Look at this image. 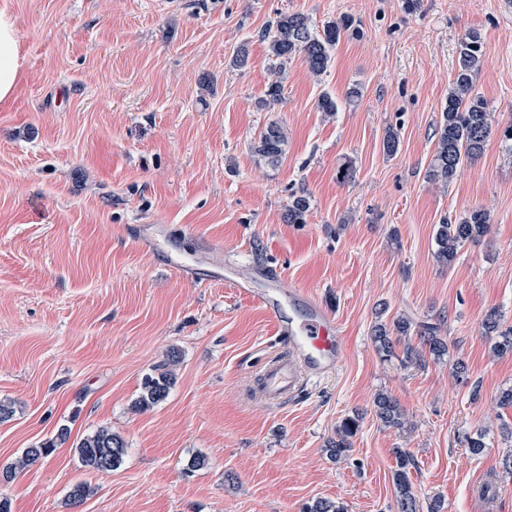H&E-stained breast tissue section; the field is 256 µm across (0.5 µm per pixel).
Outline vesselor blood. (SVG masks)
<instances>
[{
  "instance_id": "1",
  "label": "vessel or blood",
  "mask_w": 512,
  "mask_h": 512,
  "mask_svg": "<svg viewBox=\"0 0 512 512\" xmlns=\"http://www.w3.org/2000/svg\"><path fill=\"white\" fill-rule=\"evenodd\" d=\"M233 286L270 318L284 349L255 373L261 399L271 404L294 399L308 382L325 378L345 362L349 345L344 330L307 289L289 285L278 272L263 292L247 281Z\"/></svg>"
}]
</instances>
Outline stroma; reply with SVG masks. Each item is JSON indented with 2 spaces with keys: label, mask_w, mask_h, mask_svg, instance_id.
Returning a JSON list of instances; mask_svg holds the SVG:
<instances>
[{
  "label": "stroma",
  "mask_w": 512,
  "mask_h": 512,
  "mask_svg": "<svg viewBox=\"0 0 512 512\" xmlns=\"http://www.w3.org/2000/svg\"><path fill=\"white\" fill-rule=\"evenodd\" d=\"M0 12L23 58L0 101V399L15 410L0 423V468L70 430L0 487L12 512H67L79 481L93 493L78 512H301L315 498L395 512L396 448L414 458L421 506L512 512V408L497 404L512 355L493 356L481 333L492 308L512 326V152L494 137L447 187L423 178L465 31L485 43L476 91L512 123V0H0ZM279 12L318 27L346 15L359 33L322 76L298 58L278 74L263 34ZM276 74L270 110L260 101ZM324 93L341 101L335 115L319 112ZM271 122L287 136L275 166L254 150ZM345 156L349 184L336 179ZM295 193L311 203L302 224L285 219ZM473 207L490 210L489 234L438 263L436 224ZM142 224L185 233L159 251ZM168 251L212 270L236 260L258 288L255 269H279L335 313L345 363L292 402L252 400L251 371L278 348L271 320L229 283L183 276ZM402 316L439 325L448 354L419 368L383 360L372 327ZM172 354L167 398L135 409ZM380 393L403 428L377 420ZM356 412L354 451L332 460L336 427ZM101 427L126 443L103 474L72 448ZM480 428L477 457L464 439ZM198 456L205 467L188 471ZM374 411L380 422L391 428L400 429L405 424V414L399 403L388 394H378L373 402ZM69 436V429L62 426L58 429L54 439H49L38 445L25 448L13 463L0 471V483L1 478L4 484L13 481L16 478L17 473L22 472L31 465L36 464L41 459L51 455L55 448H57L58 444L65 443L69 439Z\"/></svg>",
  "instance_id": "stroma-1"
}]
</instances>
